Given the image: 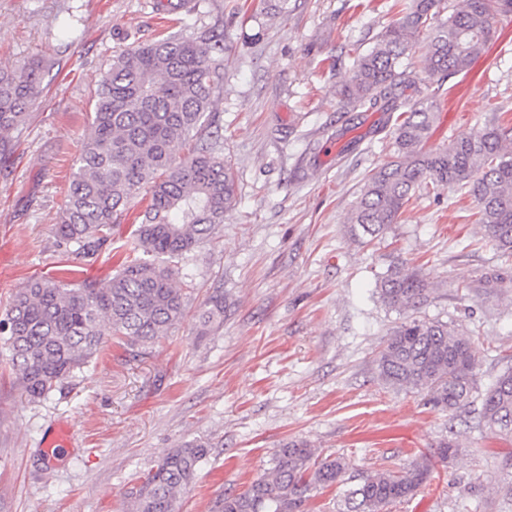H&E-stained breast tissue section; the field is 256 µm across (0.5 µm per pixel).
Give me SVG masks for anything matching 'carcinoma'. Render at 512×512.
Instances as JSON below:
<instances>
[{"mask_svg": "<svg viewBox=\"0 0 512 512\" xmlns=\"http://www.w3.org/2000/svg\"><path fill=\"white\" fill-rule=\"evenodd\" d=\"M511 15L512 0H466L462 9L449 8L448 0H405L400 16L358 56L340 91L342 103L350 112L397 111L399 123L392 160L371 174L356 202L352 237L363 243L378 237L398 223L416 193L452 186L474 198L486 242L512 251V126L492 125L428 149L440 106L424 92L436 79L469 71L496 38L501 18ZM421 44L424 51L408 61ZM225 50L219 34L171 35L120 52L101 75L56 236L93 256L134 198L143 192L148 204L135 230V256L116 273L77 284L32 277L12 295L0 333L29 398L47 396L86 366L105 333L150 345L184 318L169 261L208 239L235 196L224 139L211 130ZM41 80L36 63L0 67V161ZM408 89L420 94L411 105ZM179 146L188 154H176ZM375 293L387 307L407 312L427 303L431 288L418 270L397 265L377 275ZM199 318L205 327L224 321V293L210 296ZM373 363L384 384L424 390L435 407L457 411L480 399L478 426L493 436L512 435V367L479 391L478 349L454 326L409 315L392 328ZM208 448L187 441L166 454L129 492L128 512H177ZM347 470L344 459L319 458L307 442L290 440L245 492L224 496L221 512H308L311 493L345 483ZM431 473L425 460L378 471L346 490L341 512H386L414 498Z\"/></svg>", "mask_w": 512, "mask_h": 512, "instance_id": "cac0c4a2", "label": "carcinoma"}]
</instances>
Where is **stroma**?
<instances>
[{"label":"stroma","instance_id":"obj_1","mask_svg":"<svg viewBox=\"0 0 512 512\" xmlns=\"http://www.w3.org/2000/svg\"><path fill=\"white\" fill-rule=\"evenodd\" d=\"M399 0H0V66L37 61L42 92L0 162V316L33 276L79 282L115 273L146 205L135 198L98 255L81 257L54 226L101 72L113 55L161 35L223 34L213 113L234 163L236 199L212 238L173 264L186 313L161 342L106 337L100 353L31 400L0 344V512H125L124 494L173 448H210L178 512H219L291 439L342 456L351 484L443 439L461 452L389 512H512V438L490 439L477 413L432 408L382 383L373 359L403 318L374 294L392 263L433 288L419 314L454 324L480 351L482 376L512 367V254L486 246L472 197L443 189L411 200L370 244L349 220L366 177L391 156L396 113L349 121L338 91L395 19ZM441 118L429 148L512 123V20L466 73L435 82ZM223 289L224 323L199 311ZM74 430L47 463L59 423Z\"/></svg>","mask_w":512,"mask_h":512}]
</instances>
